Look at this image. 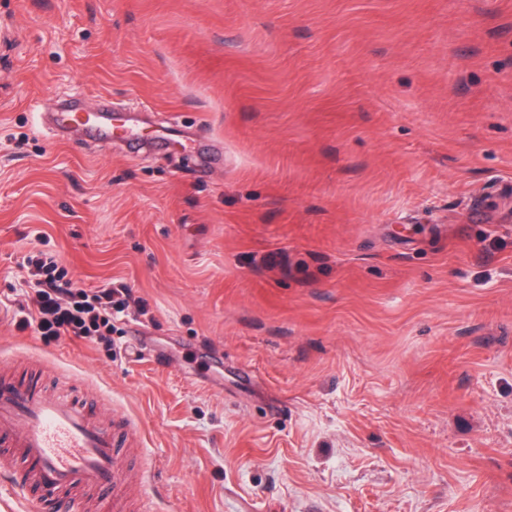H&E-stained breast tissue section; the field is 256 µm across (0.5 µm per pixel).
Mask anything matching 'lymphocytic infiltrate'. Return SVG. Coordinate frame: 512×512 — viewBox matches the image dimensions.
Listing matches in <instances>:
<instances>
[{"label": "lymphocytic infiltrate", "mask_w": 512, "mask_h": 512, "mask_svg": "<svg viewBox=\"0 0 512 512\" xmlns=\"http://www.w3.org/2000/svg\"><path fill=\"white\" fill-rule=\"evenodd\" d=\"M25 269L29 290L17 326L44 339L67 336L108 348L116 320L133 308L142 315L147 312L145 303H134L127 284L83 287L53 253L27 257Z\"/></svg>", "instance_id": "1"}]
</instances>
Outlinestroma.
Masks as SVG:
<instances>
[{
	"instance_id": "35a3bbf8",
	"label": "stroma",
	"mask_w": 512,
	"mask_h": 512,
	"mask_svg": "<svg viewBox=\"0 0 512 512\" xmlns=\"http://www.w3.org/2000/svg\"><path fill=\"white\" fill-rule=\"evenodd\" d=\"M44 247L146 315L18 331ZM0 367L141 512H512V0H0ZM58 126L82 127L86 135L98 142L110 145L115 139L125 138L134 141L133 127L121 117H113L112 111L103 109L100 112H74L66 110L56 113Z\"/></svg>"
}]
</instances>
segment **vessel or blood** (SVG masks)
Here are the masks:
<instances>
[{
	"mask_svg": "<svg viewBox=\"0 0 512 512\" xmlns=\"http://www.w3.org/2000/svg\"><path fill=\"white\" fill-rule=\"evenodd\" d=\"M60 126L83 128L98 142L132 139L133 128L111 111L57 113ZM0 473L20 496L36 491L44 501L80 500L120 489L123 469L113 453L112 433L86 412L74 391L45 394L0 378Z\"/></svg>",
	"mask_w": 512,
	"mask_h": 512,
	"instance_id": "vessel-or-blood-1",
	"label": "vessel or blood"
}]
</instances>
